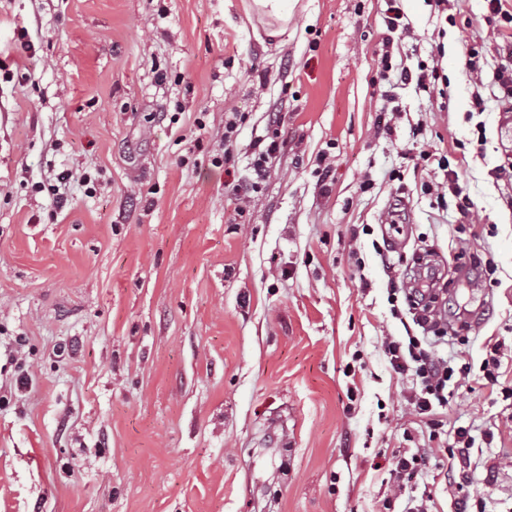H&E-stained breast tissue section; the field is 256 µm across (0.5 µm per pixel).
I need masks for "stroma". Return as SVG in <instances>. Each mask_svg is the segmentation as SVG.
Returning a JSON list of instances; mask_svg holds the SVG:
<instances>
[{"label":"stroma","mask_w":512,"mask_h":512,"mask_svg":"<svg viewBox=\"0 0 512 512\" xmlns=\"http://www.w3.org/2000/svg\"><path fill=\"white\" fill-rule=\"evenodd\" d=\"M251 4L0 0V512H404L393 457L429 430L382 344L408 333L471 367L414 497L512 512V25L486 0H291L281 27ZM422 64L427 92L400 78ZM277 107L281 149L239 198ZM423 271L425 328L388 300ZM437 164L439 169L443 171L448 170V188L451 189L454 196L459 199L458 209L461 211L462 214H467L468 210L470 209L469 198L466 195H463L461 197L463 190L462 187L459 185L457 172L451 168L450 161L447 157L446 159L440 157ZM457 444H463V446H456V448H448V455L452 458L457 456L458 463L460 466V470L463 472V481L467 480L468 476L466 473V468H469L470 465V456L469 449L472 448L474 439L470 434V429L465 427H460L457 430Z\"/></svg>","instance_id":"obj_1"}]
</instances>
